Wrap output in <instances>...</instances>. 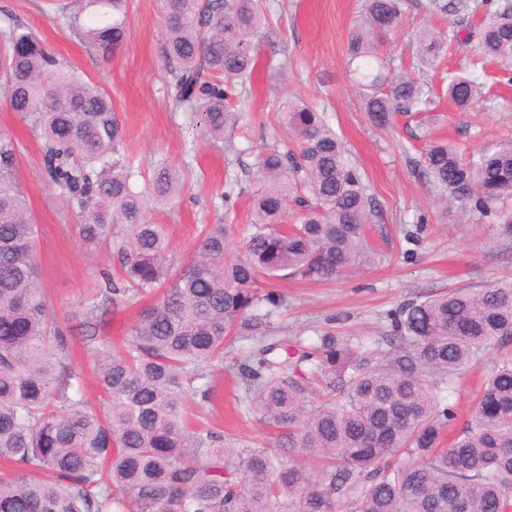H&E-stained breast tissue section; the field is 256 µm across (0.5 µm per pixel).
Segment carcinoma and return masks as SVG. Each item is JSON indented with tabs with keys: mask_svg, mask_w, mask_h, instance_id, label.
<instances>
[{
	"mask_svg": "<svg viewBox=\"0 0 512 512\" xmlns=\"http://www.w3.org/2000/svg\"><path fill=\"white\" fill-rule=\"evenodd\" d=\"M127 0H84L62 16L82 40L107 55L127 37ZM409 0H365L363 31L350 55L365 111L381 126L395 114L425 112L423 86L391 69L368 35L390 28ZM452 14L484 12L475 57L512 62V5L432 0ZM165 54L179 99L204 134L224 139L240 115L228 89L253 72L251 36L268 19L266 0H161ZM418 58L431 64L447 35L430 24L414 32ZM0 90L42 142L49 186L80 210L79 236L97 248L127 227L122 275L103 273L98 295L127 308L155 290L128 326L121 353L99 364L111 400L101 417L70 394L67 330L48 313L35 224L15 178L17 145L0 131V460L22 468L0 483V512H512V356L480 388L477 407L448 447L454 414L441 391L457 371L494 346L512 342V281L474 292L456 289L392 314L390 349L373 367L355 360L363 343L331 331L305 348L294 367L324 377L352 370L339 397L316 404L288 376V359L270 344L240 361L244 407L280 428V447L311 466L259 448H227L212 429L185 418L183 378H203L236 330H257L268 314L262 279L333 280L373 261L367 227L377 217L362 176L346 157L325 113L304 101L281 112L297 150L272 148L260 160L244 254L229 256L227 225L209 224L184 265L170 263L166 225L156 206L175 204L178 175L164 161L142 177L123 147L111 97L15 24L0 48ZM476 81L458 75L448 97L460 109ZM422 170L445 200L464 196L486 213L512 196V140L465 155L451 143L427 146ZM298 223H285L288 202Z\"/></svg>",
	"mask_w": 512,
	"mask_h": 512,
	"instance_id": "carcinoma-1",
	"label": "carcinoma"
}]
</instances>
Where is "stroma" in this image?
I'll list each match as a JSON object with an SVG mask.
<instances>
[{
    "label": "stroma",
    "instance_id": "1",
    "mask_svg": "<svg viewBox=\"0 0 512 512\" xmlns=\"http://www.w3.org/2000/svg\"><path fill=\"white\" fill-rule=\"evenodd\" d=\"M271 12L257 41L260 55L237 98L242 114L224 140L201 134L196 119L177 98L164 56L165 24L159 0H130L128 35L110 57L99 56L63 19L41 11L42 0H0V30L10 20L33 29L43 44L74 65L111 97L125 128V144L143 173L156 161L175 166L181 180L176 205L156 210L152 218L166 225L171 261L185 264L206 224H226L232 254H240L248 233L251 191L259 177V160L270 148L289 142L279 125L285 102L300 98L325 111L373 194L379 216L370 226L373 262L336 280L284 279L272 284L280 304L272 308L266 337L237 336L224 345V356L208 364L204 377L188 385L190 407L240 448L278 453L277 430L240 406L243 387L240 360L270 341L294 350L316 341L327 330L340 336H368L383 341L391 333V315L401 305L457 288L477 291L512 277V198L495 202L481 215L469 201L443 206L440 192L424 177L421 147L445 139L469 152L491 140L512 138V63L485 61L475 74L477 100L459 109L445 94L451 76L468 71L474 48L449 42L433 66L417 60L414 30L424 20L437 29H478L479 17L460 12L430 15L429 0L412 6L394 26L377 34L394 67L411 72L434 100L429 111L393 126L370 121L349 63V43L360 29L364 0H269ZM17 142L16 176L38 228L37 255L51 313L68 328V366L88 410L104 413L107 400L97 381L100 356L123 344L135 310L113 312L102 306L88 317L86 301L101 272L118 273L116 246L86 247L79 237L74 206L52 190L41 168L40 141L26 121L0 94V131ZM95 332L98 343L86 341ZM489 349L462 367L445 395L459 419L476 404V388L497 364ZM212 389L202 398L203 389Z\"/></svg>",
    "mask_w": 512,
    "mask_h": 512
}]
</instances>
